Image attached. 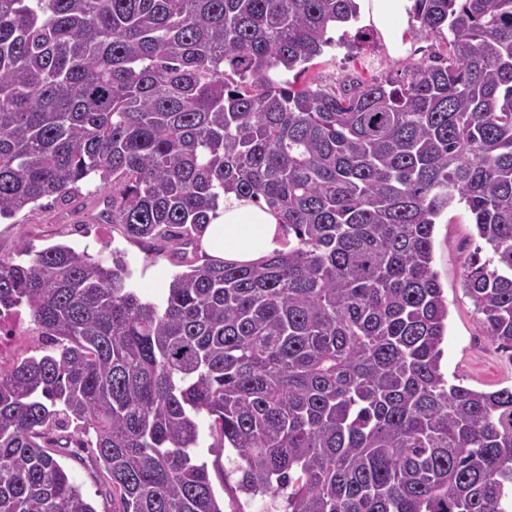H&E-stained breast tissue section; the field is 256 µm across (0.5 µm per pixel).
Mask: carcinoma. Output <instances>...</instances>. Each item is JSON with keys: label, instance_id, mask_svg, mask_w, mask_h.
Listing matches in <instances>:
<instances>
[{"label": "carcinoma", "instance_id": "cac0c4a2", "mask_svg": "<svg viewBox=\"0 0 512 512\" xmlns=\"http://www.w3.org/2000/svg\"><path fill=\"white\" fill-rule=\"evenodd\" d=\"M409 13L446 50L336 93L284 76L356 0H0V218L97 179L94 221L187 267L156 304L120 257L0 258V309L55 347L0 367V512H96L56 458L72 445L112 512H224L202 413L235 454L224 484L267 512H506L512 388L444 378L432 260L465 205L490 256L463 288L511 352L512 0ZM228 193L295 245L196 264Z\"/></svg>", "mask_w": 512, "mask_h": 512}]
</instances>
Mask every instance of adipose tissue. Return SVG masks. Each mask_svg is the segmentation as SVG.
Here are the masks:
<instances>
[{"label": "adipose tissue", "mask_w": 512, "mask_h": 512, "mask_svg": "<svg viewBox=\"0 0 512 512\" xmlns=\"http://www.w3.org/2000/svg\"><path fill=\"white\" fill-rule=\"evenodd\" d=\"M289 236L278 218L248 198L226 196L211 216L201 247L213 259L254 263L288 248Z\"/></svg>", "instance_id": "adipose-tissue-1"}]
</instances>
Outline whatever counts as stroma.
Listing matches in <instances>:
<instances>
[{
  "mask_svg": "<svg viewBox=\"0 0 512 512\" xmlns=\"http://www.w3.org/2000/svg\"><path fill=\"white\" fill-rule=\"evenodd\" d=\"M392 29V33L402 34V44H394L391 34L381 33L367 12H359L357 21L329 30L332 45L310 62L306 72L288 73L287 79L299 87L312 84L331 89L350 78L397 82L414 63L445 48L440 35L417 37L411 16L398 18ZM97 187L94 181L80 182L79 194L73 200L64 202L46 197L14 217L0 220V258L16 257L22 243L34 252L65 244L106 262L118 251L132 269L134 284L142 296L162 303L177 266L167 252L147 250L143 244L126 238L120 229L93 223L85 210L94 205ZM478 243L472 217L465 207L448 209L435 228L433 269L448 299V330L442 345L441 370L450 383L489 392L512 387V353L502 351L487 336L481 314L461 285L464 263ZM48 346L47 338L29 318H22L17 335L7 338L0 347V363L11 364ZM198 422L203 434L196 455L208 466L215 495L224 503V512H264V498L253 499L225 490L223 470L230 463L229 456L210 450L213 442L207 432L210 417L200 414ZM60 461L97 512H112V500L85 451L68 449L61 454Z\"/></svg>",
  "mask_w": 512,
  "mask_h": 512,
  "instance_id": "stroma-1",
  "label": "stroma"
}]
</instances>
